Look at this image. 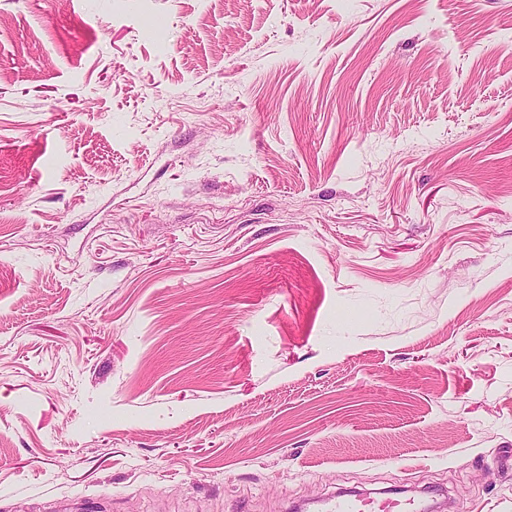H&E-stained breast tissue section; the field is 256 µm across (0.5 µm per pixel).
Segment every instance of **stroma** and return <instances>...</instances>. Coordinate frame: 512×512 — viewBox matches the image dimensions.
Listing matches in <instances>:
<instances>
[{"label":"stroma","mask_w":512,"mask_h":512,"mask_svg":"<svg viewBox=\"0 0 512 512\" xmlns=\"http://www.w3.org/2000/svg\"><path fill=\"white\" fill-rule=\"evenodd\" d=\"M510 455L512 0H0V512H512ZM322 512H410L402 510L398 502H360L359 499L333 497L326 501L321 508Z\"/></svg>","instance_id":"obj_1"}]
</instances>
